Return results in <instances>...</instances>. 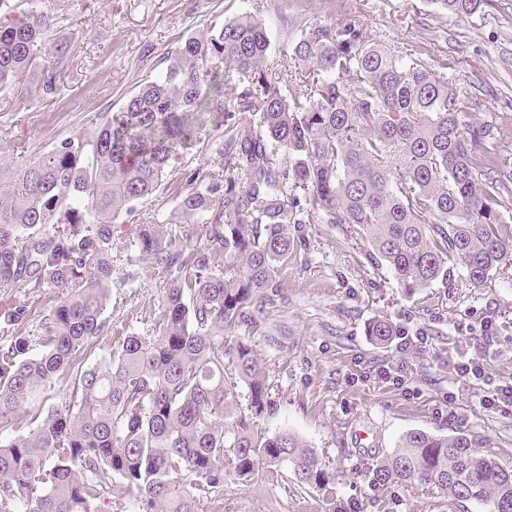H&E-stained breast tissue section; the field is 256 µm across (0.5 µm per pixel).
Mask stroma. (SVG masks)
Listing matches in <instances>:
<instances>
[{
    "label": "stroma",
    "mask_w": 512,
    "mask_h": 512,
    "mask_svg": "<svg viewBox=\"0 0 512 512\" xmlns=\"http://www.w3.org/2000/svg\"><path fill=\"white\" fill-rule=\"evenodd\" d=\"M50 35L69 43L53 93L40 75L0 97V163H20L57 142L92 138L106 112L115 111L142 82L165 68L168 52L206 27L244 12L261 11L271 40L268 61L286 68L289 92L299 90L298 65L285 58L288 31L308 23L359 27L366 36L422 53L427 63L447 54L462 86L493 90L505 112L476 109L470 117L492 125L497 144L512 158V8L491 0L484 12L458 21L434 0H50ZM223 127L209 121L199 140L166 171L167 188L138 204L113 227L109 326L89 342L75 364H104L115 342L150 334L165 305L166 279L138 248L148 216L173 211L186 191L185 175L201 165L208 141ZM351 224H303L295 253L276 280L274 308L255 324L235 328L265 363L276 410L258 424L269 433L301 437L336 476V508L348 512H487L467 504L441 510L437 499L392 487L368 488L367 475L408 432L468 434L512 468V407L484 408L487 385L453 369L459 355H485L498 384L512 383V266L476 288L461 275L414 296L398 287ZM54 288H0V313L27 305V318L0 321V338L39 337L54 305ZM388 318L401 334L424 332L426 347L399 338L373 342L367 326ZM214 512H328L318 489H302L279 472L238 483L226 481Z\"/></svg>",
    "instance_id": "obj_1"
}]
</instances>
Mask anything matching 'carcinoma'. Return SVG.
Wrapping results in <instances>:
<instances>
[{"label":"carcinoma","instance_id":"obj_1","mask_svg":"<svg viewBox=\"0 0 512 512\" xmlns=\"http://www.w3.org/2000/svg\"><path fill=\"white\" fill-rule=\"evenodd\" d=\"M0 0V93L54 65L67 43L50 15ZM467 18L490 0H435ZM266 23L244 13L212 23L129 93L92 140L66 138L21 164L0 163V288H58L46 335L0 339V512H99L133 498L132 512H208L228 479L272 468L336 501L335 478L297 435L268 434L256 418L276 407L261 359L228 331L274 305L268 289L294 254L291 227L354 224L373 258L415 295L454 273L474 286L512 265V224L502 208L512 164L492 126L468 120L469 94L448 64L364 36L351 23L300 29L290 60L300 91L267 61ZM207 76L213 91L199 92ZM224 127L191 171L174 212L141 232L142 254L167 278V303L148 336H126L103 366L67 376L103 335L112 288V224L163 191L170 161L203 130ZM169 224L206 225L185 254ZM379 345L400 331L379 318ZM42 351L34 352L35 346ZM248 389V405L236 397ZM27 434L10 435L20 413ZM448 505L512 512V468L467 434L407 433L368 475Z\"/></svg>","mask_w":512,"mask_h":512}]
</instances>
